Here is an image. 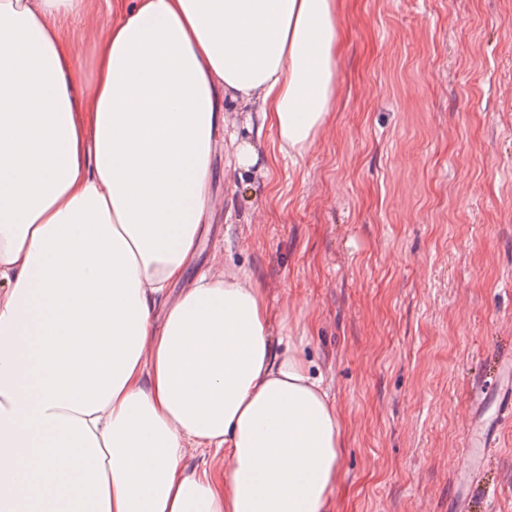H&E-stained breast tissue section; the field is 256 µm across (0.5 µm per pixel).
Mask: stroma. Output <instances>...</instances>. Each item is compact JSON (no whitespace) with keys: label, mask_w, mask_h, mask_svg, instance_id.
Segmentation results:
<instances>
[{"label":"stroma","mask_w":512,"mask_h":512,"mask_svg":"<svg viewBox=\"0 0 512 512\" xmlns=\"http://www.w3.org/2000/svg\"><path fill=\"white\" fill-rule=\"evenodd\" d=\"M106 0L67 22L78 95L96 78ZM331 117L276 158L248 106L212 158L211 213L188 277L247 271L342 418L328 512H448L464 427L512 343V0H340ZM478 512H512V424Z\"/></svg>","instance_id":"obj_1"}]
</instances>
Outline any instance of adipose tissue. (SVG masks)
Segmentation results:
<instances>
[{"label":"adipose tissue","mask_w":512,"mask_h":512,"mask_svg":"<svg viewBox=\"0 0 512 512\" xmlns=\"http://www.w3.org/2000/svg\"><path fill=\"white\" fill-rule=\"evenodd\" d=\"M84 6L0 0V512H327L321 377L250 274H186L224 98L284 158L328 122L336 0H114L80 99Z\"/></svg>","instance_id":"obj_1"}]
</instances>
